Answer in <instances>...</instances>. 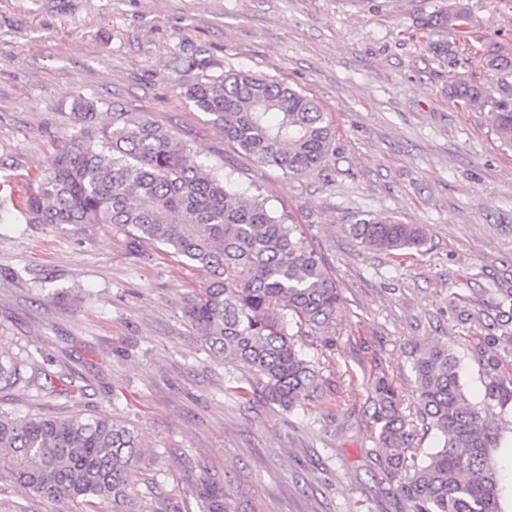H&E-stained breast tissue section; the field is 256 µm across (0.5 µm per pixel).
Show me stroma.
I'll return each mask as SVG.
<instances>
[{"label": "stroma", "mask_w": 512, "mask_h": 512, "mask_svg": "<svg viewBox=\"0 0 512 512\" xmlns=\"http://www.w3.org/2000/svg\"><path fill=\"white\" fill-rule=\"evenodd\" d=\"M477 22L449 30L434 12ZM512 42V0H0V352L49 376L50 394L0 392V411H107L146 451L131 483L143 512H199L186 469L245 488L256 512H409L384 479L370 383L393 381L415 414L409 353L445 345L474 401L487 399L476 347L512 365V148L448 86L486 80V48ZM211 59L301 89L327 111L323 174L289 176L232 151L179 94L183 62ZM141 113L241 189L292 215L342 292L312 404L284 412L225 395L229 369L182 317L205 276L109 224H28L14 204L78 130V98ZM423 225L421 251L368 248L346 225L366 215ZM86 390L73 399L70 375Z\"/></svg>", "instance_id": "obj_1"}]
</instances>
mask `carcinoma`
Segmentation results:
<instances>
[{"mask_svg":"<svg viewBox=\"0 0 512 512\" xmlns=\"http://www.w3.org/2000/svg\"><path fill=\"white\" fill-rule=\"evenodd\" d=\"M491 81L457 78L449 94L465 109L486 113L495 136L512 146V43L488 49ZM195 76L180 95L212 116L224 139L261 165L301 176L323 171L335 142L325 108L273 77L208 60L193 61ZM220 73H212V69ZM72 113L79 128L69 148L54 155L37 188L20 202L27 224H112L137 243L166 246L205 274L182 315L215 356L234 372L226 393L259 398L281 411L311 401L318 375L297 337L327 335L342 302L329 267L300 226L261 194L233 188L221 171L198 161L170 130L136 112L114 108L97 126L95 105ZM369 248L402 255L425 239L419 224L373 216L346 227ZM421 422L443 438L419 447L395 386L373 377L370 423L381 449L382 472L397 484L412 512H508L493 448L512 449V437L487 418L488 408L466 394L459 357L440 346L410 353ZM488 398L512 411V372L497 355L483 359ZM23 384L50 389L22 363L0 355V389ZM144 458L138 435L105 413L51 417L0 414V474L30 494L70 500L80 512H141L131 474ZM185 483L199 512H252L250 499L231 506L224 485L188 473Z\"/></svg>","mask_w":512,"mask_h":512,"instance_id":"obj_1","label":"carcinoma"}]
</instances>
